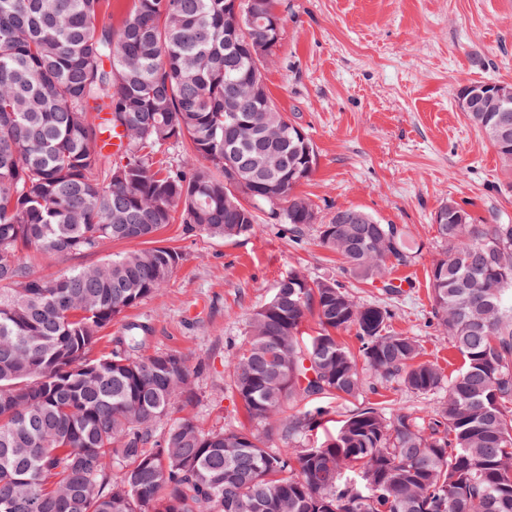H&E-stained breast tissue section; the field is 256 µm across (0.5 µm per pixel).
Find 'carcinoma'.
I'll use <instances>...</instances> for the list:
<instances>
[{
  "label": "carcinoma",
  "instance_id": "cac0c4a2",
  "mask_svg": "<svg viewBox=\"0 0 512 512\" xmlns=\"http://www.w3.org/2000/svg\"><path fill=\"white\" fill-rule=\"evenodd\" d=\"M230 0H0V512H512V224L450 201L429 271L432 319L461 365L420 360L337 279L282 277L226 361L252 422L205 431L177 352H150L138 328L108 353L101 333L156 295L180 254L141 247L168 224L235 239L265 214L301 236L318 213L296 188L316 165L270 96L250 52L273 55L277 0H247L233 38ZM512 170V110L467 113ZM123 138L119 158L104 133ZM186 143L173 166L159 155ZM237 183L227 185L225 159ZM346 278L411 265L410 233L357 208L318 224ZM133 248L97 265L35 277L20 254ZM313 316L319 331L305 336ZM355 331L358 350L341 333ZM442 393L425 415L362 393L393 384ZM278 440L282 448L268 443Z\"/></svg>",
  "mask_w": 512,
  "mask_h": 512
}]
</instances>
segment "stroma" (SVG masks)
Returning <instances> with one entry per match:
<instances>
[{"mask_svg": "<svg viewBox=\"0 0 512 512\" xmlns=\"http://www.w3.org/2000/svg\"><path fill=\"white\" fill-rule=\"evenodd\" d=\"M279 46L265 70L277 105L308 133L313 175L299 188L320 219L359 207L386 224L406 225L420 246L415 263L393 272L408 282L390 296L381 282L352 291L363 304L388 306L393 331L415 337L423 359L445 373L460 364L431 318L428 274L439 247L433 217L448 202L512 224V171L457 105L469 82L512 83V0H279ZM159 244L181 255L167 286L130 308L98 343L110 351L128 324L148 328V348L182 354L195 372L192 402L175 414L203 430L244 421L225 366L247 319L293 269L335 278L340 260L316 230L294 239L265 224L233 240L160 230ZM106 240L78 258L24 252L36 276L59 275L128 250Z\"/></svg>", "mask_w": 512, "mask_h": 512, "instance_id": "obj_1", "label": "stroma"}]
</instances>
